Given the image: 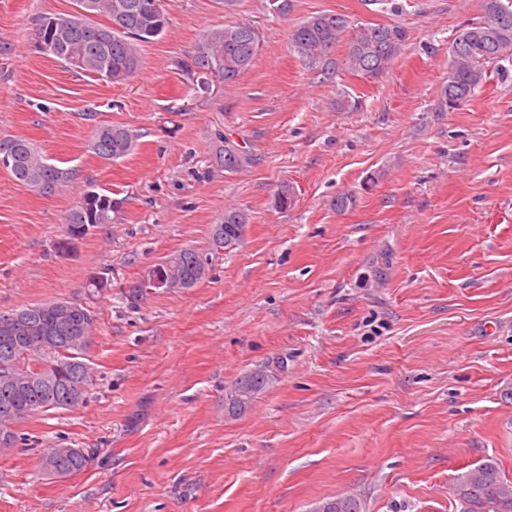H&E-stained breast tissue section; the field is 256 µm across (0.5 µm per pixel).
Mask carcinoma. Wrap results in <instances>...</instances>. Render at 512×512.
Here are the masks:
<instances>
[{
	"label": "carcinoma",
	"mask_w": 512,
	"mask_h": 512,
	"mask_svg": "<svg viewBox=\"0 0 512 512\" xmlns=\"http://www.w3.org/2000/svg\"><path fill=\"white\" fill-rule=\"evenodd\" d=\"M149 0H75L76 11L67 15L41 16L36 21V44L40 53L64 64L65 69L114 81L134 76L140 68L138 46L148 43L166 29L165 15H157L146 7ZM107 22L100 24L94 18ZM347 21L338 13H318L308 17L289 33L290 46L308 64L315 65L344 36ZM406 39L405 31L396 24L366 26L353 34L344 57L346 70L367 77L386 71L397 58ZM260 35L246 24H228L205 31L195 54L186 67L217 78L224 84L237 81L255 63ZM512 56V0H483V14L456 32L451 47L448 82L442 98L448 108L464 106L484 79L488 64ZM215 162L227 171H238L251 162L243 147L224 134L216 133ZM137 135L121 125L100 124L93 132L92 150L102 160L114 161L129 155L135 148ZM8 158L12 178L43 194L55 193L72 178V170L50 162L42 151L26 138L0 139V158ZM119 202L112 196L93 191L83 195L72 209L65 228L77 227L83 235L99 224L112 223ZM206 254L183 249L162 261L165 276L180 289L194 287L202 278L201 268ZM56 301L26 305L0 311V377L33 374L41 366H56L65 371L58 378L48 372V382L38 386L1 384L0 410L9 407L20 412L23 421L39 412L71 408L74 390L88 393L91 385L87 365L79 360L80 349L71 337L89 335L94 319L90 310L77 321L59 316L53 308ZM54 337V347L45 348L47 336ZM30 358L33 364L20 365ZM269 367L257 368L238 379L235 387L245 394H260L272 382ZM91 459L84 452L61 464L66 474L85 471ZM480 476L471 480L472 470L458 474L452 484L457 512H512V481L499 464L487 459L480 464ZM333 512H364L361 499L340 494L331 499Z\"/></svg>",
	"instance_id": "obj_1"
}]
</instances>
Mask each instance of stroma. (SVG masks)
Segmentation results:
<instances>
[{
	"mask_svg": "<svg viewBox=\"0 0 512 512\" xmlns=\"http://www.w3.org/2000/svg\"><path fill=\"white\" fill-rule=\"evenodd\" d=\"M482 3L291 0L279 15L269 0H163L166 30L113 83L36 48V19L74 0H0V138L75 173L42 194L0 167V311L65 299L95 318L87 397L16 425L0 512H310L341 493L365 512H455L458 473L492 457L512 478V59L462 108L441 95ZM316 12L351 34L397 24L404 49L375 77L345 70L343 41L309 66L288 33ZM232 23L260 32L253 67L201 83L184 61ZM104 123L132 129L136 150L98 158ZM219 132L251 166L216 164ZM285 183L295 200L278 210ZM90 186L121 208L58 250ZM344 192L356 203L339 212ZM228 207L247 213L244 236L195 287L130 298L168 255L206 251ZM277 360L250 409L226 416L225 392ZM48 448L93 460L55 478Z\"/></svg>",
	"mask_w": 512,
	"mask_h": 512,
	"instance_id": "35a3bbf8",
	"label": "stroma"
}]
</instances>
